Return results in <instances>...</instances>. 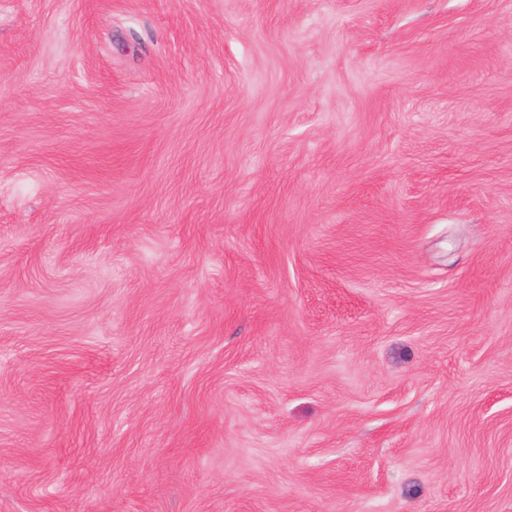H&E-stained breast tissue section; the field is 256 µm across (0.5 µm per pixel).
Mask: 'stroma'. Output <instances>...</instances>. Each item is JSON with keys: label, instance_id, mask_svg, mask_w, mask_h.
I'll return each instance as SVG.
<instances>
[{"label": "stroma", "instance_id": "35a3bbf8", "mask_svg": "<svg viewBox=\"0 0 512 512\" xmlns=\"http://www.w3.org/2000/svg\"><path fill=\"white\" fill-rule=\"evenodd\" d=\"M0 512H512V0H0Z\"/></svg>", "mask_w": 512, "mask_h": 512}]
</instances>
